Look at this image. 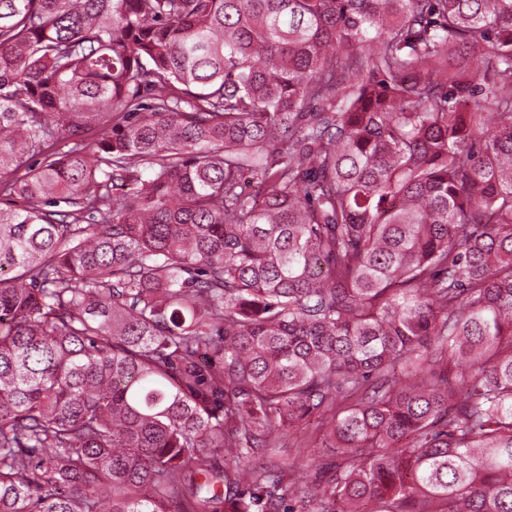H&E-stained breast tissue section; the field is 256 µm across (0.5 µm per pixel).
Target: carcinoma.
Instances as JSON below:
<instances>
[{"label":"carcinoma","mask_w":512,"mask_h":512,"mask_svg":"<svg viewBox=\"0 0 512 512\" xmlns=\"http://www.w3.org/2000/svg\"><path fill=\"white\" fill-rule=\"evenodd\" d=\"M0 512H512V0H0ZM329 441L326 427L323 428L315 418L306 425L290 429L281 437L275 448H268L263 455V461H276L283 463H297V469L293 477H299L301 481L309 480L314 476V469L307 467V461L297 458L298 448L303 446L322 447Z\"/></svg>","instance_id":"obj_1"}]
</instances>
